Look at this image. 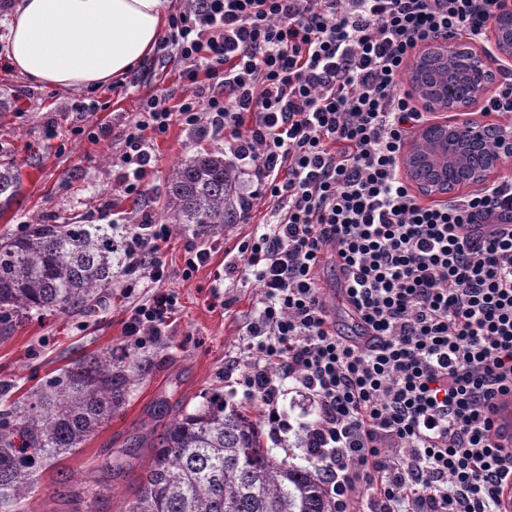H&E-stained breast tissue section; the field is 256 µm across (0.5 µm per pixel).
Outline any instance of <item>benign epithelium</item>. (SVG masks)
<instances>
[{"label":"benign epithelium","mask_w":512,"mask_h":512,"mask_svg":"<svg viewBox=\"0 0 512 512\" xmlns=\"http://www.w3.org/2000/svg\"><path fill=\"white\" fill-rule=\"evenodd\" d=\"M496 56L512 59V4L502 5L491 32ZM456 53L465 58L460 84L445 90L428 87L430 68ZM416 80L410 84L414 99L429 112H451L453 118L426 122L411 136L400 167L418 195L434 200L449 199L465 190H481L500 173L506 158L512 157V131L486 115L472 113L486 92L494 74L485 49L453 39L430 43L414 62ZM497 150L487 153L486 141Z\"/></svg>","instance_id":"benign-epithelium-1"}]
</instances>
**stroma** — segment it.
Here are the masks:
<instances>
[{
	"instance_id": "stroma-1",
	"label": "stroma",
	"mask_w": 512,
	"mask_h": 512,
	"mask_svg": "<svg viewBox=\"0 0 512 512\" xmlns=\"http://www.w3.org/2000/svg\"><path fill=\"white\" fill-rule=\"evenodd\" d=\"M147 68L154 74L151 81H144V69L138 68L124 77L122 85L79 92L39 83L10 68L0 69V163L14 166L19 177L12 202L0 204V235L20 233L35 219L80 224L88 211L100 207H112L122 214V223L99 224L101 234L116 240L142 215L166 223L167 180L173 168L198 152L223 149L224 143L172 125L157 139L148 196L136 202L127 200L112 163L128 124L147 97L174 102L194 92L193 86L178 80L174 64L160 55H152ZM94 100L103 102L104 110L94 116L78 112L80 103ZM97 122L105 127L98 142L77 134V127ZM267 213L266 205L256 204L251 223L229 225L205 239L172 228L169 246L162 254L165 276L157 283L136 282L125 271L123 252H116L112 290L92 311L34 317L8 333L0 332V410L6 401L45 386L88 354L119 356L133 351L143 370L121 411L83 448L41 473L23 503V512H72L69 489L87 486L95 467L108 455L132 449L141 461H149L151 451L139 447L140 437L162 428L185 406L197 405L207 392L223 390L230 403L255 410V403H244L241 393L226 390L224 366L238 358L262 290L257 282H240L224 268L236 262L240 241L263 232ZM199 245L210 249V259L197 272L185 275V250ZM319 279L331 319L342 333L354 334L334 263L320 268ZM165 290L178 298L175 319L162 326L157 336L138 344L126 335L125 323L135 307ZM137 476L134 470L117 472L109 487L98 494L92 512H125Z\"/></svg>"
}]
</instances>
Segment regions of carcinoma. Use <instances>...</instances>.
<instances>
[{
	"label": "carcinoma",
	"instance_id": "obj_1",
	"mask_svg": "<svg viewBox=\"0 0 512 512\" xmlns=\"http://www.w3.org/2000/svg\"><path fill=\"white\" fill-rule=\"evenodd\" d=\"M17 174L0 166V197L17 192ZM170 223L208 236L239 221L237 172L219 150L181 161L168 178ZM112 287V240L89 224L32 221L0 236V328L47 312L89 311ZM135 355L90 356L63 378L0 412V496L18 505L40 473L75 453L125 404ZM152 449L126 512H336L321 470L262 444L258 420L214 392L143 439ZM132 459L100 464L95 484Z\"/></svg>",
	"mask_w": 512,
	"mask_h": 512
}]
</instances>
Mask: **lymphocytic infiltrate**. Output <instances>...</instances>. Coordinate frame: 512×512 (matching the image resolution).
I'll list each match as a JSON object with an SVG mask.
<instances>
[{"label":"lymphocytic infiltrate","instance_id":"lymphocytic-infiltrate-1","mask_svg":"<svg viewBox=\"0 0 512 512\" xmlns=\"http://www.w3.org/2000/svg\"><path fill=\"white\" fill-rule=\"evenodd\" d=\"M499 2L191 0L159 45L196 91L173 106L149 97L116 161L126 198L141 199L154 139L177 122L253 166L240 221L259 201L271 220L237 251L263 300L224 380L277 443L293 429L288 387L313 399L303 443L339 512H500L512 482L496 428L512 398V174L425 205L399 167L430 119L400 77L425 42H485ZM169 234L145 218L121 240L141 281L163 278ZM328 259L357 336L322 301ZM176 305L155 294L129 335L154 336Z\"/></svg>","mask_w":512,"mask_h":512}]
</instances>
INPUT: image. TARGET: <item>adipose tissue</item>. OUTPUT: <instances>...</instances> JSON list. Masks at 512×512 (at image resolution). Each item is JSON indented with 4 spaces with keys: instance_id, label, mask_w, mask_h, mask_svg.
I'll list each match as a JSON object with an SVG mask.
<instances>
[{
    "instance_id": "obj_1",
    "label": "adipose tissue",
    "mask_w": 512,
    "mask_h": 512,
    "mask_svg": "<svg viewBox=\"0 0 512 512\" xmlns=\"http://www.w3.org/2000/svg\"><path fill=\"white\" fill-rule=\"evenodd\" d=\"M167 11L168 0H17L6 58L54 87L107 86L149 60Z\"/></svg>"
}]
</instances>
